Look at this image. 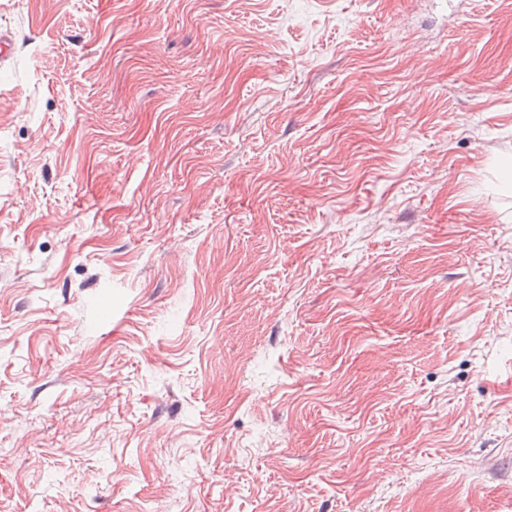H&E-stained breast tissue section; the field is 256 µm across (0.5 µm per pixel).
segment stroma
Returning a JSON list of instances; mask_svg holds the SVG:
<instances>
[{"instance_id": "35a3bbf8", "label": "stroma", "mask_w": 512, "mask_h": 512, "mask_svg": "<svg viewBox=\"0 0 512 512\" xmlns=\"http://www.w3.org/2000/svg\"><path fill=\"white\" fill-rule=\"evenodd\" d=\"M0 512H512V0H0Z\"/></svg>"}]
</instances>
